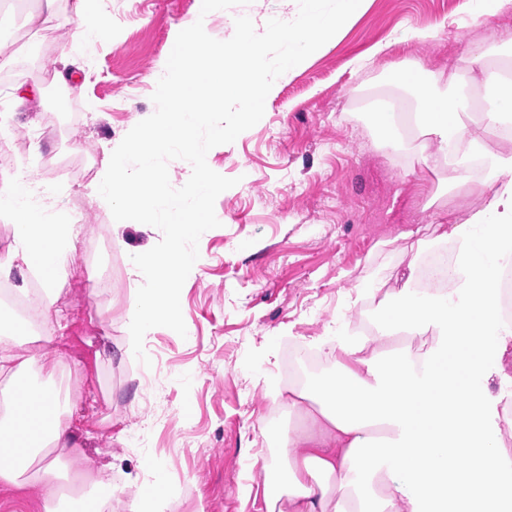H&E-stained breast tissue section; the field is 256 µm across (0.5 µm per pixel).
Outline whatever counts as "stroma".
<instances>
[{
  "instance_id": "35a3bbf8",
  "label": "stroma",
  "mask_w": 512,
  "mask_h": 512,
  "mask_svg": "<svg viewBox=\"0 0 512 512\" xmlns=\"http://www.w3.org/2000/svg\"><path fill=\"white\" fill-rule=\"evenodd\" d=\"M70 5L60 0L57 18L35 25L37 0L0 8V43L13 50L0 59V145L29 135L15 170L53 185L49 211L87 221L55 303L63 338L28 341L20 354L36 372L55 346L82 374L73 384L65 371L55 374L69 385L83 451L69 470L108 463L113 483L125 485L151 481L159 468L179 512H258L262 462L278 454L264 426L299 423L287 403L266 393L282 382L285 345L360 335L378 313L360 289L375 282L401 288L402 272L422 259L405 232L425 239L424 253L444 249L432 233L433 212L460 218L477 201L465 188H440L434 174L412 172L421 135L405 130L406 149L383 148L373 102L411 99L392 79L405 61L430 74L462 75L474 46L490 60L506 59V20L480 15L475 0H367L333 41L277 80L263 118L208 153L211 169L237 184L217 197L220 225L202 234L199 266L182 287L187 334L154 328L143 342L146 366L126 351L131 257L162 233L142 223L114 231L79 168L101 166L103 144L122 140L154 112L152 77L181 30L200 19L209 36L227 40L236 17H250L261 32L269 19L293 20L298 6L245 0L203 16L198 0H105L111 36L65 57L61 47L75 28ZM414 28L432 31V39L403 41ZM380 44L385 52H377ZM361 57L367 64L359 68ZM57 70L80 85L61 113L51 104ZM20 86L34 98L17 106L12 94ZM63 153L76 172L47 169Z\"/></svg>"
}]
</instances>
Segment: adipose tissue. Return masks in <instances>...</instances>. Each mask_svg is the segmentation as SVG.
I'll use <instances>...</instances> for the list:
<instances>
[{
  "mask_svg": "<svg viewBox=\"0 0 512 512\" xmlns=\"http://www.w3.org/2000/svg\"><path fill=\"white\" fill-rule=\"evenodd\" d=\"M71 50L106 39L111 26L100 0H73ZM492 95L477 101L456 76L428 80L419 69L396 71L399 86L418 104L380 112L384 143L404 146L402 121L425 136L422 162L430 172L451 166L449 187L477 182L478 203L462 221L437 222V237L453 242L451 292L420 293L412 279L386 293L377 319L378 346L361 339L321 343L332 367L290 388L289 410L307 425L277 436L279 458L262 466L265 512H500L512 499V474L500 450L497 401L490 379L512 386L504 360L512 357V323L500 316V272L512 264V148L491 152L504 116L512 114V78L483 50L469 58ZM485 160L479 180L471 169ZM24 173L0 177V215L14 224L15 245L0 276L21 261L45 285L41 314L50 317L58 285L74 252L78 228L50 219L33 205ZM425 334L417 351L403 340ZM28 328L0 329V375L12 389L0 404V486L20 499L39 495L44 512H60L52 489L66 456H79L78 437L51 383L28 377L17 350Z\"/></svg>",
  "mask_w": 512,
  "mask_h": 512,
  "instance_id": "adipose-tissue-1",
  "label": "adipose tissue"
}]
</instances>
